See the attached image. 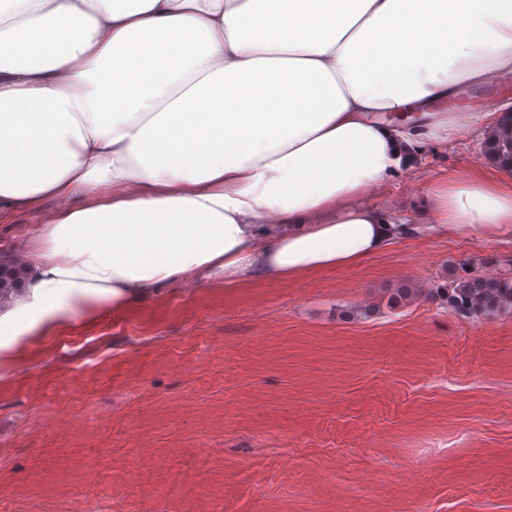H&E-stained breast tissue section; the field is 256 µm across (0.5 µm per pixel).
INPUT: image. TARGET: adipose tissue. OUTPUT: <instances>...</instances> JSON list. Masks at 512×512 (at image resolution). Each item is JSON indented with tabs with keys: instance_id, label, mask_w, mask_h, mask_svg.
I'll return each instance as SVG.
<instances>
[{
	"instance_id": "adipose-tissue-1",
	"label": "adipose tissue",
	"mask_w": 512,
	"mask_h": 512,
	"mask_svg": "<svg viewBox=\"0 0 512 512\" xmlns=\"http://www.w3.org/2000/svg\"><path fill=\"white\" fill-rule=\"evenodd\" d=\"M512 77V0H0V218L56 209L0 351L186 280L286 281L417 234L370 191ZM419 112L411 128L394 114ZM431 233L512 234V175L430 185Z\"/></svg>"
}]
</instances>
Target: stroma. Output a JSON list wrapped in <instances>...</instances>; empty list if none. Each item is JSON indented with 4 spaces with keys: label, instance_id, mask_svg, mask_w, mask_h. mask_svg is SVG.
I'll return each mask as SVG.
<instances>
[{
    "label": "stroma",
    "instance_id": "35a3bbf8",
    "mask_svg": "<svg viewBox=\"0 0 512 512\" xmlns=\"http://www.w3.org/2000/svg\"><path fill=\"white\" fill-rule=\"evenodd\" d=\"M480 128L426 145L369 204L428 224L443 172L496 168ZM38 217L0 222V258ZM512 276V236L399 238L288 281L192 280L0 356V512H512V308L431 291ZM418 294L391 305L397 289ZM435 299L467 317L512 307V276L488 277L476 271L453 281L452 288H435Z\"/></svg>",
    "mask_w": 512,
    "mask_h": 512
}]
</instances>
